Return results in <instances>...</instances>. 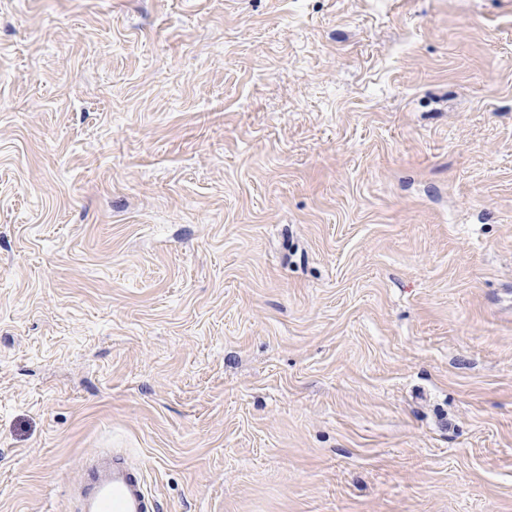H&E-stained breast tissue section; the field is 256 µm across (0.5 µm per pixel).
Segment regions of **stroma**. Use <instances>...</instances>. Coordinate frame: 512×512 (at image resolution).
Wrapping results in <instances>:
<instances>
[{
  "mask_svg": "<svg viewBox=\"0 0 512 512\" xmlns=\"http://www.w3.org/2000/svg\"><path fill=\"white\" fill-rule=\"evenodd\" d=\"M512 512V0H0V512ZM73 493L75 512L159 511L142 469L114 453L99 455L86 464Z\"/></svg>",
  "mask_w": 512,
  "mask_h": 512,
  "instance_id": "obj_1",
  "label": "stroma"
}]
</instances>
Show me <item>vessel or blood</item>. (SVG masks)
<instances>
[{
  "instance_id": "b4317fda",
  "label": "vessel or blood",
  "mask_w": 512,
  "mask_h": 512,
  "mask_svg": "<svg viewBox=\"0 0 512 512\" xmlns=\"http://www.w3.org/2000/svg\"><path fill=\"white\" fill-rule=\"evenodd\" d=\"M76 512H159L140 467L105 453L82 469L73 489Z\"/></svg>"
}]
</instances>
